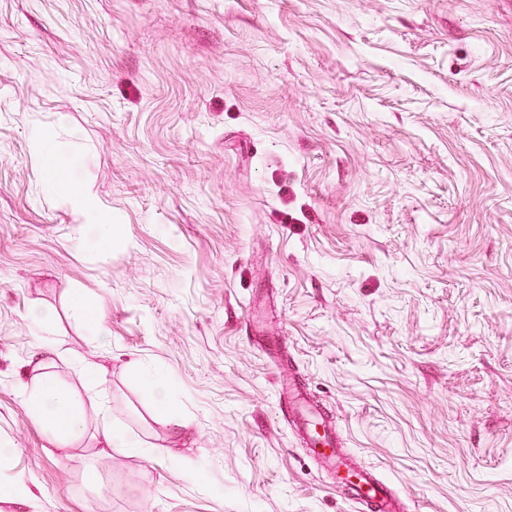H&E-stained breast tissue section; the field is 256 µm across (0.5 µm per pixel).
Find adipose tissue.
Returning a JSON list of instances; mask_svg holds the SVG:
<instances>
[{"label":"adipose tissue","instance_id":"adipose-tissue-1","mask_svg":"<svg viewBox=\"0 0 512 512\" xmlns=\"http://www.w3.org/2000/svg\"><path fill=\"white\" fill-rule=\"evenodd\" d=\"M49 192H63L87 227L86 243L95 249H104L109 240L110 226L100 204L86 200L76 189H60L57 181H49ZM49 343L40 344L31 354L29 363L36 373L33 382L26 385L21 395L46 425L51 437L62 446L71 444L83 431V422L77 412L79 395L62 388L49 369Z\"/></svg>","mask_w":512,"mask_h":512}]
</instances>
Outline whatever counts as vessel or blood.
<instances>
[{
    "mask_svg": "<svg viewBox=\"0 0 512 512\" xmlns=\"http://www.w3.org/2000/svg\"><path fill=\"white\" fill-rule=\"evenodd\" d=\"M286 390L293 402L288 416L307 448L313 450L315 457L330 472L348 468L331 419L313 410L297 386L287 385ZM347 490L353 498L365 503L370 512H397L399 508L386 484L369 470L357 471Z\"/></svg>",
    "mask_w": 512,
    "mask_h": 512,
    "instance_id": "1",
    "label": "vessel or blood"
}]
</instances>
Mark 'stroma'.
<instances>
[{
	"instance_id": "1",
	"label": "stroma",
	"mask_w": 512,
	"mask_h": 512,
	"mask_svg": "<svg viewBox=\"0 0 512 512\" xmlns=\"http://www.w3.org/2000/svg\"><path fill=\"white\" fill-rule=\"evenodd\" d=\"M283 375L403 512H512V0H0V512H368ZM33 138L41 148V159L49 176L50 181L47 184V190L52 193H58L61 188L54 178V174L58 164L65 158V155L61 154L55 147L47 143L40 130L33 132ZM63 195L78 214L81 224H86L88 231L86 244L91 248L103 250L109 240L110 224L104 218L102 206L86 200L82 193L73 187L64 191ZM51 345L40 344L31 354L29 364L36 374L35 379L21 391L22 397L46 425L56 443L71 444L83 431V422L77 412L81 397L62 388L50 371ZM288 396L293 401L294 408L288 411L298 434L302 436L308 450L313 454L328 471L337 474L346 469L352 472L355 482L348 485L341 484L342 488L361 503H365L372 512H397L398 502L393 498L389 488L376 475L367 469L353 471L347 458L338 448L339 441L334 425L327 416L319 411H314L308 404L304 394L297 386L288 383L286 386ZM317 427H322L323 435L317 438ZM316 438L324 447L319 450L316 447ZM329 450H326V448Z\"/></svg>"
}]
</instances>
